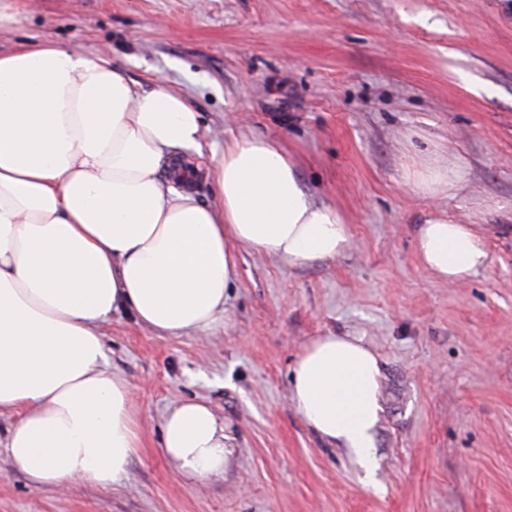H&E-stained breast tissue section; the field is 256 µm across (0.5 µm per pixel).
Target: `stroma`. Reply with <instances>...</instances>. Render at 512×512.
<instances>
[{
	"mask_svg": "<svg viewBox=\"0 0 512 512\" xmlns=\"http://www.w3.org/2000/svg\"><path fill=\"white\" fill-rule=\"evenodd\" d=\"M78 45L142 88L187 96L193 165L240 135L283 145L352 246L290 265L240 249L223 319L166 336L101 325L142 446L126 478L38 487L0 454V512H512V0H0V50ZM459 179L417 194L426 163ZM478 225L489 263L437 280L415 228ZM363 340L382 365L377 486L290 399L313 339ZM209 403L226 475H181L156 447L177 400Z\"/></svg>",
	"mask_w": 512,
	"mask_h": 512,
	"instance_id": "35a3bbf8",
	"label": "stroma"
}]
</instances>
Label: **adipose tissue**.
I'll return each instance as SVG.
<instances>
[{"instance_id": "adipose-tissue-1", "label": "adipose tissue", "mask_w": 512, "mask_h": 512, "mask_svg": "<svg viewBox=\"0 0 512 512\" xmlns=\"http://www.w3.org/2000/svg\"><path fill=\"white\" fill-rule=\"evenodd\" d=\"M201 138L188 98L140 89L110 57L0 51V415L15 417L0 450L34 485L109 488L140 446L130 388L105 366L99 327L112 314L181 336L224 314L237 249L296 264L351 246L342 215L261 137L234 138L208 167L218 206L175 188L176 152ZM417 253L447 282L489 261L475 225L442 219L418 227ZM381 378L362 339L333 334L306 345L292 372L307 425L368 473ZM161 428L160 450L183 475L227 471L231 438L206 403H175Z\"/></svg>"}]
</instances>
